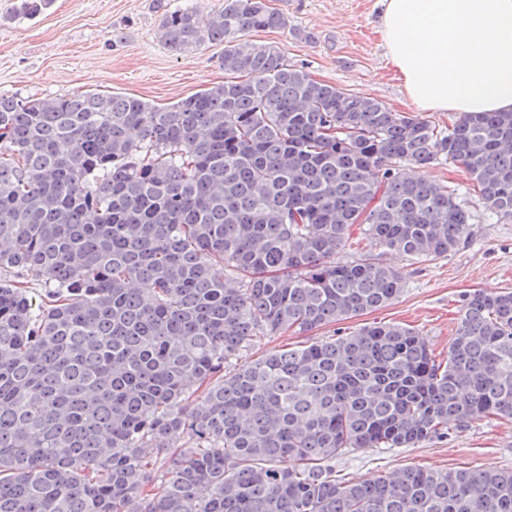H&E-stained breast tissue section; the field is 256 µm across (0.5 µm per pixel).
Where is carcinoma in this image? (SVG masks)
Returning a JSON list of instances; mask_svg holds the SVG:
<instances>
[{"label":"carcinoma","mask_w":512,"mask_h":512,"mask_svg":"<svg viewBox=\"0 0 512 512\" xmlns=\"http://www.w3.org/2000/svg\"><path fill=\"white\" fill-rule=\"evenodd\" d=\"M285 25L266 0L167 13L173 54L224 45V83L166 107L0 94V512H512L511 469L334 466L512 420L511 291H464L441 360L367 322L240 361L397 299L385 256L468 240L435 162L512 220V112L440 126L242 40ZM355 226L370 249L342 261Z\"/></svg>","instance_id":"1"}]
</instances>
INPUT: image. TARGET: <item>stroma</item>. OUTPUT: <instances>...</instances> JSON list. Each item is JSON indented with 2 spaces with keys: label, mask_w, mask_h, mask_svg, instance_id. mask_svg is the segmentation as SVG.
Returning a JSON list of instances; mask_svg holds the SVG:
<instances>
[{
  "label": "stroma",
  "mask_w": 512,
  "mask_h": 512,
  "mask_svg": "<svg viewBox=\"0 0 512 512\" xmlns=\"http://www.w3.org/2000/svg\"><path fill=\"white\" fill-rule=\"evenodd\" d=\"M0 0V93L47 99L74 92H120L166 106L223 82V46L174 55L158 31L165 12L220 0H52L39 16L17 15ZM284 28L248 33L277 45L313 79L383 102L392 111L439 125L449 112H419L407 98L379 33L380 0H267ZM427 175L455 189L475 216L467 244L448 258L414 265L401 296L370 313L373 321L409 326L434 352L447 353L459 295L470 288L512 291V221L490 217L466 169L447 160ZM440 471L512 469V421L489 418L466 431L413 448H362L336 460L342 480H373L404 468Z\"/></svg>",
  "instance_id": "obj_1"
}]
</instances>
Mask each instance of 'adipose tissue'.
Segmentation results:
<instances>
[{"label": "adipose tissue", "mask_w": 512, "mask_h": 512, "mask_svg": "<svg viewBox=\"0 0 512 512\" xmlns=\"http://www.w3.org/2000/svg\"><path fill=\"white\" fill-rule=\"evenodd\" d=\"M409 100L432 112H512V0H381Z\"/></svg>", "instance_id": "adipose-tissue-1"}]
</instances>
